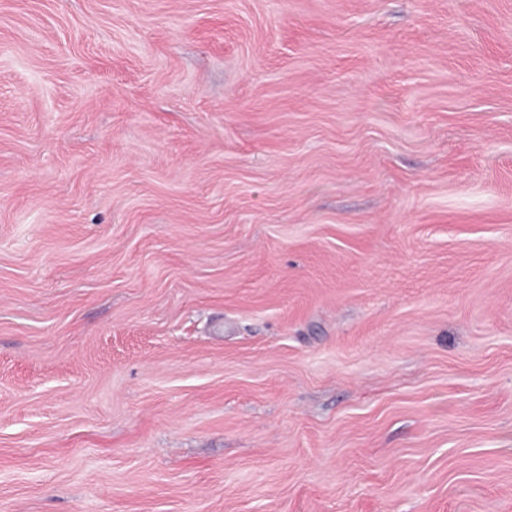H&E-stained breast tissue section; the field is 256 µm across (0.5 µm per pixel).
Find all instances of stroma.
Segmentation results:
<instances>
[{
  "mask_svg": "<svg viewBox=\"0 0 512 512\" xmlns=\"http://www.w3.org/2000/svg\"><path fill=\"white\" fill-rule=\"evenodd\" d=\"M0 512H512V0H0Z\"/></svg>",
  "mask_w": 512,
  "mask_h": 512,
  "instance_id": "obj_1",
  "label": "stroma"
}]
</instances>
